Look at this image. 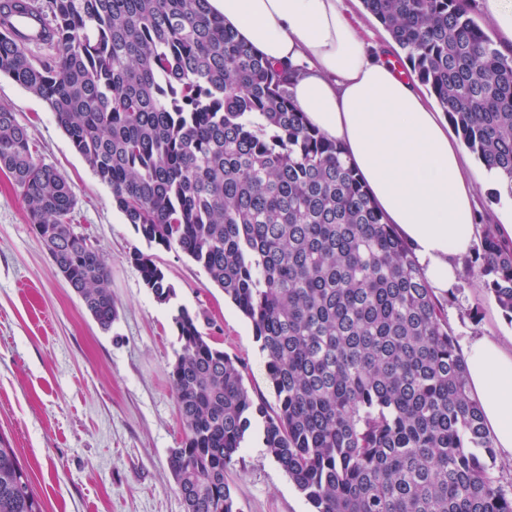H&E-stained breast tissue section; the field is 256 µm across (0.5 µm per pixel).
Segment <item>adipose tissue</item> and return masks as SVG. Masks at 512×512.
<instances>
[{
  "label": "adipose tissue",
  "mask_w": 512,
  "mask_h": 512,
  "mask_svg": "<svg viewBox=\"0 0 512 512\" xmlns=\"http://www.w3.org/2000/svg\"><path fill=\"white\" fill-rule=\"evenodd\" d=\"M208 5L264 59L298 69L290 87L297 106L343 146L430 288L452 293L480 232L468 159L440 112L353 28L347 0ZM463 356L485 427L512 464V336L471 339Z\"/></svg>",
  "instance_id": "adipose-tissue-1"
}]
</instances>
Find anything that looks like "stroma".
I'll list each match as a JSON object with an SVG mask.
<instances>
[{
  "label": "stroma",
  "mask_w": 512,
  "mask_h": 512,
  "mask_svg": "<svg viewBox=\"0 0 512 512\" xmlns=\"http://www.w3.org/2000/svg\"><path fill=\"white\" fill-rule=\"evenodd\" d=\"M0 104L29 133L36 158L70 183L71 221L100 248L118 317L104 330L52 262L20 195L0 173V442L16 448L46 512H185L168 466L184 432L169 372L180 349L178 308L244 366L249 391L276 396L251 325L205 270L179 249L148 245L112 203L110 188L72 148L52 112L5 75ZM151 254L175 289L145 287L129 255ZM458 342L512 334L493 299L464 282L445 297ZM240 512H311L268 454L259 429L227 474Z\"/></svg>",
  "instance_id": "1"
}]
</instances>
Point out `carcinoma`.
<instances>
[{
  "label": "carcinoma",
  "mask_w": 512,
  "mask_h": 512,
  "mask_svg": "<svg viewBox=\"0 0 512 512\" xmlns=\"http://www.w3.org/2000/svg\"><path fill=\"white\" fill-rule=\"evenodd\" d=\"M465 146L512 198V53L472 0H362ZM55 55L34 57L0 5V75L43 100L150 245L200 265L251 323L277 405L179 308L171 366L181 444L169 464L186 512H238L225 474L260 423L312 512H512L443 305L383 221L343 148L294 103L291 71L224 27L207 0H49ZM0 172L86 309L117 317L75 195L0 105ZM463 279L512 322V241L489 213ZM166 303L153 258L130 253ZM0 512H45L17 449L0 445Z\"/></svg>",
  "instance_id": "carcinoma-1"
}]
</instances>
